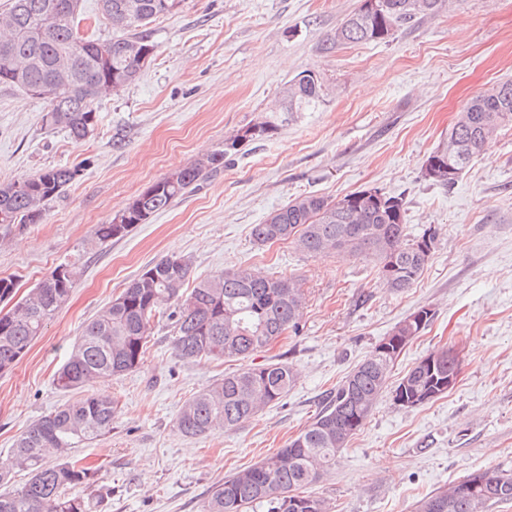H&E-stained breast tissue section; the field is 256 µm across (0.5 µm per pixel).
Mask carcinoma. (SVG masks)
Wrapping results in <instances>:
<instances>
[{"mask_svg": "<svg viewBox=\"0 0 512 512\" xmlns=\"http://www.w3.org/2000/svg\"><path fill=\"white\" fill-rule=\"evenodd\" d=\"M105 16L121 36L98 42L80 36L77 19L80 0H8L0 23V58L12 57L21 69L11 73L0 65V84L48 99L42 121L61 129L74 141L95 130V104L109 92L135 82L141 68L131 44L155 50L146 26L162 15L178 12L183 0H139L140 15L124 19L126 0H111ZM381 14L356 9L327 38L324 50L342 44L387 42L398 30L431 17L449 0H387ZM106 49L101 58L99 48ZM68 63L70 79L64 84L57 63ZM290 109L308 112L323 100L320 77L310 70L299 72L280 92ZM512 124V81L500 82L472 98L459 112L442 145L451 171L425 172L432 182L449 187L468 167L485 141L500 128ZM278 116L245 127L249 140H263L279 130ZM239 142L224 146L155 182L153 192L140 193L106 224L96 225L91 244L103 245L128 235L154 214L167 210L179 198L197 189L209 175L224 167V157L238 151ZM80 170L47 168L35 175L0 183V229L8 233L43 220L46 202L60 197L77 179ZM403 200L381 194L365 197L359 190L333 201L303 195L271 213L252 227L255 242L292 241L309 255L346 251L372 260L383 287L396 293L420 278L434 249L436 229L420 235L407 232ZM59 278L56 272L39 281L22 298L14 299V283L0 277V373L9 371L41 335L44 326L66 302L76 282V267ZM194 282L191 291L185 286ZM305 297L298 284L286 277L251 270L229 271L192 279V263L171 254L143 270L126 288L87 322L71 353L58 371L56 386L64 392L92 383L110 381L138 369L147 348L154 320L167 316L174 325L176 355L186 361H238L240 367L195 394L182 405L176 420L179 433L201 437L236 427L257 411L285 396L295 383L288 365L253 366L247 360L285 331L296 327ZM379 344L329 393L310 424L287 445L252 467L214 486L203 512H328L324 500L307 493L321 473L336 464L349 440L370 417L378 398L388 387L395 360ZM428 358L433 366L418 361L393 389V401L409 409L441 396L448 375L459 374L460 363L437 350ZM117 401L105 392L66 401L37 419L17 440L9 463L0 466V512H94L104 496L95 500L72 495L78 486L99 483L98 473L69 455L71 449L112 432ZM54 448L59 457L45 460ZM28 472L26 482L10 487L12 471ZM501 471H474L444 490L423 497L417 512H488L493 505L512 504V481L499 482Z\"/></svg>", "mask_w": 512, "mask_h": 512, "instance_id": "obj_1", "label": "carcinoma"}]
</instances>
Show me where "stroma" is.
Returning <instances> with one entry per match:
<instances>
[{
  "label": "stroma",
  "mask_w": 512,
  "mask_h": 512,
  "mask_svg": "<svg viewBox=\"0 0 512 512\" xmlns=\"http://www.w3.org/2000/svg\"><path fill=\"white\" fill-rule=\"evenodd\" d=\"M359 0H184L148 26L156 51L134 83L101 98L91 137L43 125L47 98L0 85V183L49 167L80 174L46 205L42 223L0 246V277L26 294L57 265L81 274L67 302L9 372L0 373V464L32 422L64 403L54 375L83 324L152 262L178 254L195 275L236 269L298 282V331L250 357L282 362L296 381L243 424L190 438L176 429L183 402L225 372L221 360L174 352L170 320L155 321L137 370L88 386L118 402L109 434L73 454L98 469L104 512H200L226 476L284 447L326 395L419 307L429 326L397 358L389 383L442 349L460 373L448 394L404 409L390 390L309 494L332 512H415L427 494L474 471L512 470V126L477 154L452 187L424 174L467 102L512 80V0H452L387 43H322ZM324 99L272 136L243 144L222 170L126 237L90 240L133 197L205 158L255 122L300 71ZM403 199L411 234L437 240L417 284L384 288L371 261L310 257L294 244H256L252 225L300 195L339 200L363 189Z\"/></svg>",
  "instance_id": "stroma-1"
}]
</instances>
